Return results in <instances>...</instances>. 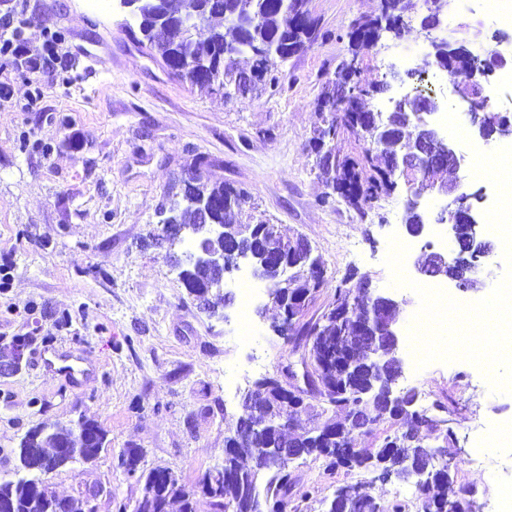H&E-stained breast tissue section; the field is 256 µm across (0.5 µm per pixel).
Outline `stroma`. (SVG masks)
I'll use <instances>...</instances> for the list:
<instances>
[{"instance_id": "obj_1", "label": "stroma", "mask_w": 512, "mask_h": 512, "mask_svg": "<svg viewBox=\"0 0 512 512\" xmlns=\"http://www.w3.org/2000/svg\"><path fill=\"white\" fill-rule=\"evenodd\" d=\"M94 8L90 0H0V15L25 8L31 45L59 40L41 96L28 103L20 71L0 67V83L13 97L0 100V265L13 268L0 288V346L32 335L31 350L63 345L89 353L100 371L72 387L25 358L13 375L0 376V472L25 433L58 420H97L108 443L88 463L76 462L47 478L51 490L75 496L93 490L99 512L117 503L134 507L141 487L117 466L123 448L143 451L141 468H170L187 485L224 462V431L243 391L254 380L292 361V347L270 325L274 308L258 297L250 318L256 333L237 336L238 306L224 315L200 311L165 247L156 243L159 211L184 166L208 157L207 174L230 182L258 214L284 235H302L325 272L310 314L323 311L336 286L358 289L369 275L375 288L405 297L398 314L407 328L419 306L410 288L392 284L384 263L390 235H402L404 188L359 212L344 200L320 204L325 186L310 140L319 123L323 83L349 59L352 20L374 15L379 0H309L324 39L294 54L280 85L247 96L224 97L177 81L149 46L129 43L117 0ZM414 21L399 39L364 51L357 78L372 86L386 73L419 70L431 76V40L416 22L425 0H406ZM471 52H512V28L494 26L479 4L442 0L432 40ZM112 54L111 69L96 57ZM491 252L476 289L446 286L468 304L486 298L508 264L498 234L484 232ZM67 323H59L61 313ZM399 387L419 401L444 404L457 445L445 459L456 487L474 489L473 512H485L512 492V442L486 448L484 465L470 450L497 425L512 421V393L491 391L480 367L433 362L420 371L404 365ZM298 480L288 512H325L324 502L347 483L365 485L382 506L401 500L418 512L420 498H403L408 481L382 480L363 469H330L322 459L294 463Z\"/></svg>"}]
</instances>
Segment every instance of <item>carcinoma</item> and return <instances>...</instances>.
I'll return each instance as SVG.
<instances>
[{"label":"carcinoma","instance_id":"1","mask_svg":"<svg viewBox=\"0 0 512 512\" xmlns=\"http://www.w3.org/2000/svg\"><path fill=\"white\" fill-rule=\"evenodd\" d=\"M306 0H141L142 8L136 17L140 34L148 41L152 51L159 56L177 80L192 87L213 89L212 80L220 79L224 87L232 88L240 96L256 90L249 79L258 70L262 73V84L275 89L279 83L281 66L288 61L282 52L289 38L295 39L296 51L312 45L319 36L318 22L313 18L301 20ZM197 14L206 19L205 29L194 32L180 27V19ZM378 17H362L354 20L348 32L351 53L355 56L366 49L367 39L356 37L363 31L370 33ZM476 56L467 50L453 59L433 54L432 65L446 73L455 82H466L473 77ZM356 72L339 69V82H327L319 97L318 115L320 124L314 129L311 148L333 141L343 133H351L355 126V103L369 94V89L355 81ZM473 104L486 110L488 133L497 137H512V124L499 122L497 113L484 105L483 98L476 96ZM411 135L397 129L391 134L378 135L372 145L363 149L356 158L332 153V159L317 162L328 191L320 202L328 205L336 197L361 210L371 207L382 196L392 191L396 175L390 167V156L407 144ZM209 165L203 156L196 157L180 175L182 200L170 208L174 221L186 226L197 223L196 202L204 199L209 204L211 223L224 225V239L213 247L225 249L235 244L247 251L257 263L280 252L288 262L291 276L288 287L280 286L276 272H268L272 286L279 289L276 302L278 314L306 316L315 303L316 293L326 286V281H309L306 274L309 258L287 246L290 239L279 232L278 226L268 224L258 228L267 220L252 214L243 215L246 195L234 186L222 181H202L200 169ZM187 281L189 294L196 298H207L209 285L214 282L213 272L201 266H192L180 272ZM363 298L355 297L351 290L336 288L333 300L317 317L298 323L297 332L305 337L304 357L312 364L320 384L327 390L329 402L334 408L349 413L350 406L360 400L355 388L356 375L352 362L365 357V345L358 331ZM282 396L276 385L267 389L265 402L256 407L257 414L232 417L224 433V447L230 449L224 460V472L208 479L200 478L188 487L169 468L156 466L149 470L140 468L143 452L139 448H127L132 455L129 467L139 472L138 480L143 489L163 486L170 504L179 506V512H197L198 497L209 501L212 512H288L290 496L296 476L285 460L273 461L265 473L264 487H256L251 481V465L245 460L252 458L257 444L275 445L281 448H300L307 456L323 459L331 468L352 466L370 469L378 462L383 468L399 478L411 479V466L426 467L431 472V482L420 485L425 498L434 504L435 512H472V499L455 495L448 496L452 483L450 472L440 463L441 449L421 442L418 429L430 417L429 410L411 407L403 415L384 414L383 410L373 419L379 426L386 419L400 420L406 429L385 437L376 447L367 448L357 456L343 444L332 440L336 427L346 425L319 422L326 408L310 407L309 429L287 435L283 430H274L262 435L248 432L249 423L255 419L272 421L282 413ZM84 432L75 436L59 425L46 431L35 428L20 440L13 450L15 460H20L21 449L42 448L49 457L47 468H64L67 449L79 448L85 461L95 459L104 449L106 432L94 419L81 420ZM208 493H203L205 487ZM347 495L333 496L327 503L326 512H383L378 502L362 491V485H345ZM55 498L42 477L33 474L20 481L12 489V505L9 512H45V503Z\"/></svg>","mask_w":512,"mask_h":512}]
</instances>
